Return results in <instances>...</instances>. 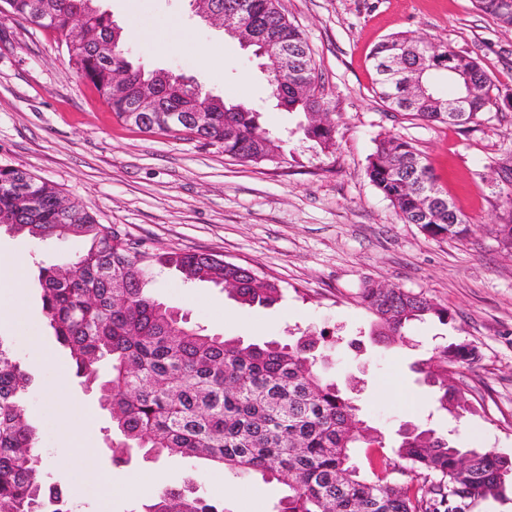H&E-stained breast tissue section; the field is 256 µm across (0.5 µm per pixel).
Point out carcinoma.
Wrapping results in <instances>:
<instances>
[{
  "instance_id": "obj_1",
  "label": "carcinoma",
  "mask_w": 512,
  "mask_h": 512,
  "mask_svg": "<svg viewBox=\"0 0 512 512\" xmlns=\"http://www.w3.org/2000/svg\"><path fill=\"white\" fill-rule=\"evenodd\" d=\"M99 0H0V15L50 32L78 78L90 84L109 110L144 133L176 139L195 134L194 113L203 114L197 142L216 146L244 164L275 163L281 139L259 123L260 112L227 104L197 83L188 84L195 112L178 126L166 112H136L131 95L112 87L113 69L130 64L123 35H112V19ZM246 5L245 24L298 51L288 67L275 65L267 82L277 106L309 115L328 110L305 33L288 20L281 0H207L220 13ZM497 26L512 29V0H475ZM84 14L85 34L71 35V19ZM374 93L391 110L426 121H443L448 101L441 82L454 89L472 85L467 124L489 110L493 83L479 62L461 51L405 35L392 36L372 52ZM420 75L418 99L400 87L396 72ZM311 80L313 87L300 90ZM323 152L335 148V125H299ZM366 174L404 224H418L433 239L460 240L470 222L448 206L429 207V197L448 199L422 154L396 134L375 139ZM30 196L35 205L23 203ZM61 191L26 169L0 166V227L35 240L79 238L83 252L39 269L42 310L56 342L66 350L75 377L95 388L111 426L112 460L135 448L156 458L205 459L239 475L260 474L288 488L278 512H472L480 502L512 491V458L491 450L462 448L433 429L400 430L392 454L382 438L359 426V408L320 367L319 344L307 335L293 343H244L207 334L187 314L152 294L156 268L173 269L186 282L224 286L236 301L270 307L280 301V281L254 269L224 262L216 253L170 248L158 252L128 238L117 225L100 224L74 203L62 210ZM359 302L373 316L371 335L396 341L413 321L442 325L448 308L423 293L367 282ZM480 360L477 346L459 339L436 348L414 371L436 387L438 408L460 418L478 412L453 374ZM33 380L7 340L0 336V512H71L61 487L46 480L40 437L24 399ZM375 456L364 471L354 449ZM470 456L465 468L462 457ZM408 470L421 484L402 482ZM143 512H224V504L200 494L189 482L165 488Z\"/></svg>"
}]
</instances>
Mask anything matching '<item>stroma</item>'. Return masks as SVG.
<instances>
[{
    "instance_id": "obj_1",
    "label": "stroma",
    "mask_w": 512,
    "mask_h": 512,
    "mask_svg": "<svg viewBox=\"0 0 512 512\" xmlns=\"http://www.w3.org/2000/svg\"><path fill=\"white\" fill-rule=\"evenodd\" d=\"M307 37L330 117L336 151L324 154L295 134L298 115L275 105L251 50L222 28L195 16L188 0H102L121 28L129 59L148 69L200 82L230 103L260 110L261 124L282 138L280 163L247 165L217 147L149 135L119 121L80 81L50 35L24 22L0 19V165L29 170L56 184L65 199L103 224L162 251L182 248L223 255L281 280L285 293L270 307L243 305L210 283L184 284L158 274L153 294L187 313L208 333L248 343L294 340L324 333L325 375L352 390L362 418L392 446L410 421L441 433L455 431L462 446L512 456V250L496 228L512 212L492 160L512 153V29L480 13L472 0H281ZM403 33L464 51L489 73L493 103L481 123L467 127L428 122L389 110L373 91L370 55ZM396 133L426 158L439 185L472 224L464 240H434L402 223L366 174L374 140ZM76 239L40 242L0 231V251L25 255L22 298L31 319L2 324L34 383L25 397L41 434L50 482L68 492L76 512H139L143 495L98 496L102 471L136 485L154 473L179 487L195 481L224 512H276L285 488L261 475L239 476L195 459H144L133 451L116 464L94 391L69 377L62 401L47 398L49 371L31 358L23 336H40L59 361L67 356L46 328L38 263L83 251ZM392 284L448 307L451 323L410 326L403 341H374L372 315L357 293L363 282ZM466 338L481 358L457 374L485 410L455 421L437 411L431 387L413 362L436 347ZM94 415L92 460L63 461L61 416Z\"/></svg>"
}]
</instances>
